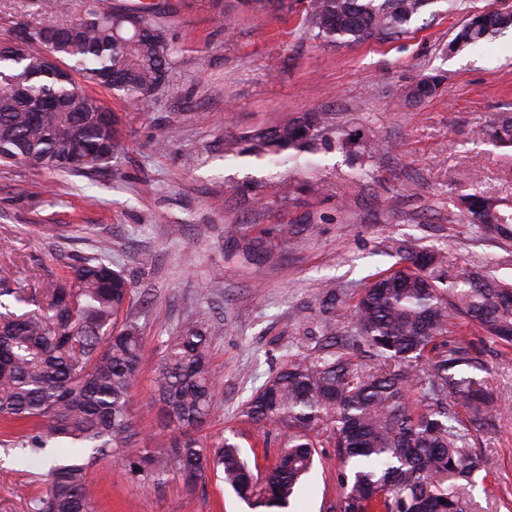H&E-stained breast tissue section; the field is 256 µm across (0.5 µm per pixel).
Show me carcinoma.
Segmentation results:
<instances>
[{"label":"carcinoma","mask_w":512,"mask_h":512,"mask_svg":"<svg viewBox=\"0 0 512 512\" xmlns=\"http://www.w3.org/2000/svg\"><path fill=\"white\" fill-rule=\"evenodd\" d=\"M440 0H308L307 32L333 44L389 40ZM159 3L140 5V33L128 12L102 0H83L74 18L57 27L68 39L50 46L58 66L28 43L0 42V162H30L50 173L79 175L106 167L120 146L117 123L74 75L139 102L166 86L173 48L155 18ZM512 27V11L476 14L456 34L476 44ZM50 101L64 107L43 113ZM321 115L251 136L261 157L328 146ZM512 146V116L490 133ZM460 212L490 236L512 238V203L477 194L460 198ZM399 267L371 276L353 305L358 335L371 349L365 365L336 346V307L325 290L320 322L325 344L311 358L290 360L245 404L256 425L278 430L281 446L264 471L251 466L230 438L213 446L201 431L217 407L211 375V336L205 320H189L170 337L153 381L172 435L149 448L135 429L131 390L140 370L144 337L123 317L130 281L103 259L64 266L44 294L45 308L0 312V435L42 451L68 440L73 459L56 464L47 491L29 512H98L87 484L89 459L113 457L132 477L160 482L180 476L196 482L214 472L249 508L288 506L311 471L316 434L331 428L341 469L336 512H467L475 477L486 460L471 447V432L491 426L502 397L490 387L473 342L476 328L495 343L512 345V284L459 269L438 249L398 248ZM468 415L459 420L458 411Z\"/></svg>","instance_id":"carcinoma-1"}]
</instances>
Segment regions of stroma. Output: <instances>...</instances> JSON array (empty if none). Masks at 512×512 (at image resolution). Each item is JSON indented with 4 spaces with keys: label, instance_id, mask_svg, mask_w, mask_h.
Instances as JSON below:
<instances>
[{
    "label": "stroma",
    "instance_id": "1",
    "mask_svg": "<svg viewBox=\"0 0 512 512\" xmlns=\"http://www.w3.org/2000/svg\"><path fill=\"white\" fill-rule=\"evenodd\" d=\"M512 0H460L423 13L387 41L334 45L302 23L303 0H176L162 18L172 41L170 85L138 103L88 85L118 119L124 148L83 176L0 165V270L5 285L38 294L78 257L97 256L132 283L128 315L145 339L132 389L136 428L154 442L170 430L153 406L169 336L209 314L218 405L209 443L233 438L269 466L275 446L244 414L253 391L286 361L317 348L327 283L354 305L371 275L394 268L403 244L442 249L458 267L512 279V239H486L455 216L459 195L512 199V147L483 132L512 115V30L474 46L451 42L470 14ZM37 0H0V40L36 30ZM433 76L432 95L410 92ZM316 111L322 134L357 133L362 164L339 150L268 160L247 135ZM183 227L171 235L170 225ZM289 225L281 236V225ZM260 249L246 254L248 244ZM150 254L151 264L141 262ZM504 406L473 443L487 477L474 512H512V346L472 334ZM290 512H334L340 463L328 433ZM21 446L0 445V512H28L48 466H17ZM99 512H251L216 475L142 482L112 458L89 468Z\"/></svg>",
    "mask_w": 512,
    "mask_h": 512
}]
</instances>
